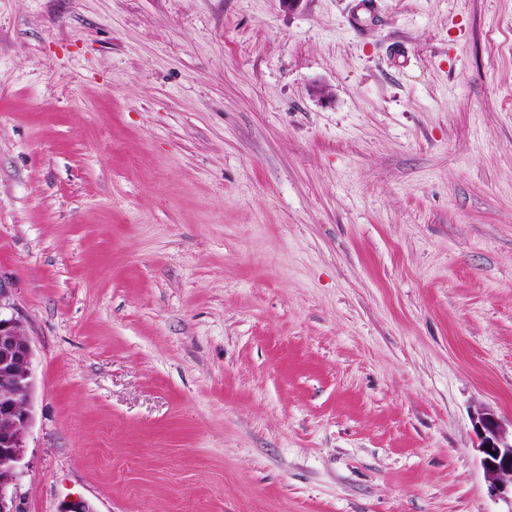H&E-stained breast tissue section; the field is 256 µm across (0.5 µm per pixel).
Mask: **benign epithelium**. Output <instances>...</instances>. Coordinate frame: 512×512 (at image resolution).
Returning <instances> with one entry per match:
<instances>
[{"mask_svg":"<svg viewBox=\"0 0 512 512\" xmlns=\"http://www.w3.org/2000/svg\"><path fill=\"white\" fill-rule=\"evenodd\" d=\"M11 278L0 273V512H25L22 461L32 422V347L22 320L14 313ZM479 439L480 464L490 497L512 507V434L488 409L472 417ZM491 450H485V447Z\"/></svg>","mask_w":512,"mask_h":512,"instance_id":"1","label":"benign epithelium"}]
</instances>
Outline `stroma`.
Returning a JSON list of instances; mask_svg holds the SVG:
<instances>
[{"label":"stroma","instance_id":"1","mask_svg":"<svg viewBox=\"0 0 512 512\" xmlns=\"http://www.w3.org/2000/svg\"><path fill=\"white\" fill-rule=\"evenodd\" d=\"M25 512H504L512 0H0ZM473 427L480 441L478 451L484 470L488 492L494 500L502 501L512 511V421L510 435L504 422L493 412L479 408L472 417ZM491 446L492 452L485 450Z\"/></svg>","mask_w":512,"mask_h":512}]
</instances>
